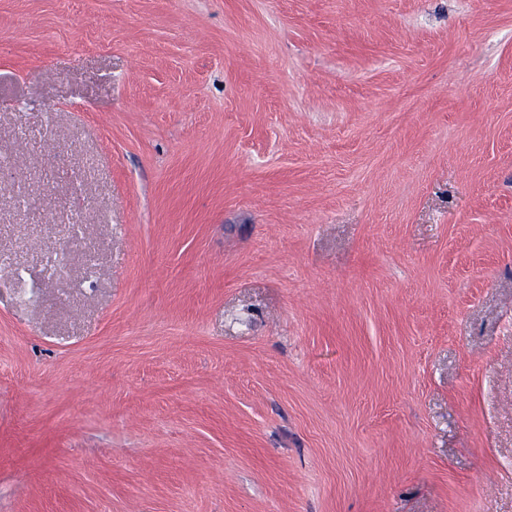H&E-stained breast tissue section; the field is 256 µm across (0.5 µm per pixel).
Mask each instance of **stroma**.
<instances>
[{
    "label": "stroma",
    "instance_id": "stroma-1",
    "mask_svg": "<svg viewBox=\"0 0 512 512\" xmlns=\"http://www.w3.org/2000/svg\"><path fill=\"white\" fill-rule=\"evenodd\" d=\"M0 512H512V0H0Z\"/></svg>",
    "mask_w": 512,
    "mask_h": 512
}]
</instances>
